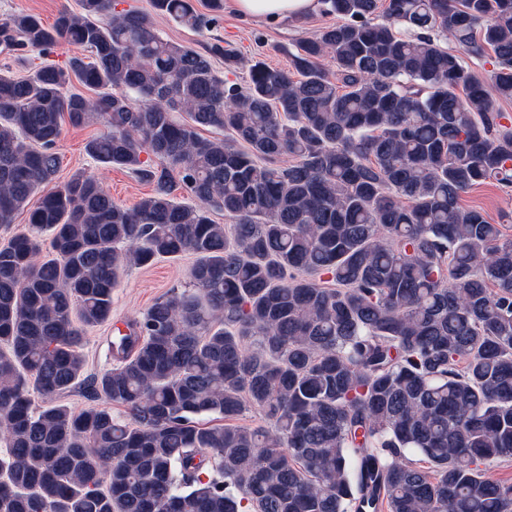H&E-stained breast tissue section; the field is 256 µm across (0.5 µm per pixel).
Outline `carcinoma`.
Wrapping results in <instances>:
<instances>
[{"instance_id": "obj_1", "label": "carcinoma", "mask_w": 512, "mask_h": 512, "mask_svg": "<svg viewBox=\"0 0 512 512\" xmlns=\"http://www.w3.org/2000/svg\"><path fill=\"white\" fill-rule=\"evenodd\" d=\"M321 5L336 22L243 85L212 65L235 51L154 25L223 0L0 19V53L87 51L0 71V227L27 212L0 246V512H512L481 469L512 458V236L460 204L512 186V0ZM94 121L87 154L154 184L132 208L57 180L64 125ZM186 253L188 286L84 377L123 275ZM82 384L96 404L55 402Z\"/></svg>"}]
</instances>
